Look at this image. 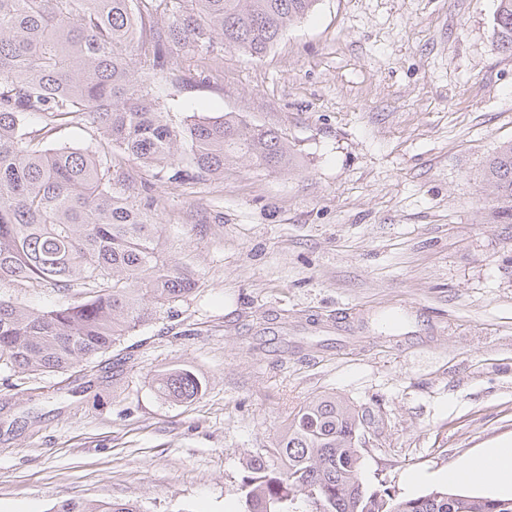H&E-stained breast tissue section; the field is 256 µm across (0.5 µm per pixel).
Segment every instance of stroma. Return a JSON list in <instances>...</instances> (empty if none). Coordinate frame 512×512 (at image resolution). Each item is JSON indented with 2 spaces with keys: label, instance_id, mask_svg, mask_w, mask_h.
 Returning <instances> with one entry per match:
<instances>
[{
  "label": "stroma",
  "instance_id": "stroma-1",
  "mask_svg": "<svg viewBox=\"0 0 512 512\" xmlns=\"http://www.w3.org/2000/svg\"><path fill=\"white\" fill-rule=\"evenodd\" d=\"M498 0H318L260 58L217 46L155 83L173 124L238 113L295 168L171 182L126 162L112 193L198 288L94 367L0 370V512L123 501L243 512L244 462L333 393L370 412V488L416 497L512 439V224L482 174L512 140ZM191 369L188 403L154 375Z\"/></svg>",
  "mask_w": 512,
  "mask_h": 512
}]
</instances>
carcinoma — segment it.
Masks as SVG:
<instances>
[{
	"mask_svg": "<svg viewBox=\"0 0 512 512\" xmlns=\"http://www.w3.org/2000/svg\"><path fill=\"white\" fill-rule=\"evenodd\" d=\"M317 0H0V283L50 287L64 301L27 308L0 298V369L65 373L89 364L152 319L157 306L194 292L197 274L171 261L158 227L112 194V158L170 172L175 182L224 177L247 162L289 171L282 133L234 112L170 123L151 93L182 83L174 64L218 41L251 57L270 50ZM493 28L512 52V0ZM88 120L110 147L42 148L63 124ZM494 212L512 224V141L483 173ZM164 398L202 391L185 368L157 374ZM371 414L332 393L288 415L272 457L245 464L244 512H512V497L433 490L400 498L371 490L361 438ZM52 512H140L128 502H59Z\"/></svg>",
	"mask_w": 512,
	"mask_h": 512,
	"instance_id": "carcinoma-1",
	"label": "carcinoma"
}]
</instances>
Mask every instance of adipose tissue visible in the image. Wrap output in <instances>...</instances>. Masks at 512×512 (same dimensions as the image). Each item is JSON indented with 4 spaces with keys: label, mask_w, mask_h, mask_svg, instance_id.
I'll return each instance as SVG.
<instances>
[{
    "label": "adipose tissue",
    "mask_w": 512,
    "mask_h": 512,
    "mask_svg": "<svg viewBox=\"0 0 512 512\" xmlns=\"http://www.w3.org/2000/svg\"><path fill=\"white\" fill-rule=\"evenodd\" d=\"M447 478L476 486L490 482L498 491L512 493V441L482 449L450 469Z\"/></svg>",
    "instance_id": "adipose-tissue-1"
}]
</instances>
